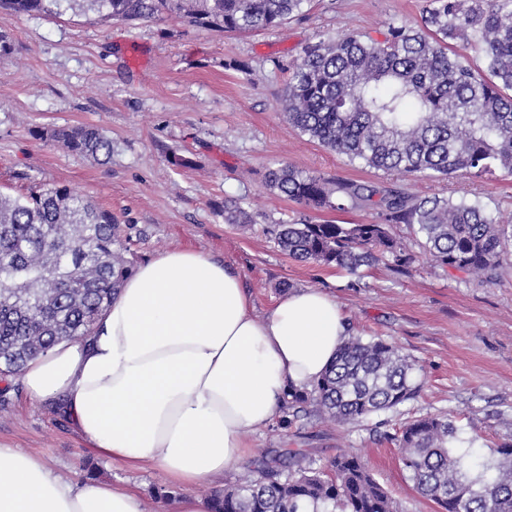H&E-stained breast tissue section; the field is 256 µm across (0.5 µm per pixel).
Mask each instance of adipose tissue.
Here are the masks:
<instances>
[{
  "label": "adipose tissue",
  "mask_w": 512,
  "mask_h": 512,
  "mask_svg": "<svg viewBox=\"0 0 512 512\" xmlns=\"http://www.w3.org/2000/svg\"><path fill=\"white\" fill-rule=\"evenodd\" d=\"M346 334L328 294H288L260 319L230 265L174 248L127 276L91 336L32 358L18 381L31 401L62 404L108 459L162 468L186 490L177 512H207L193 487L223 478L244 435L310 388ZM0 512L146 510L136 492L62 479L0 444Z\"/></svg>",
  "instance_id": "obj_1"
}]
</instances>
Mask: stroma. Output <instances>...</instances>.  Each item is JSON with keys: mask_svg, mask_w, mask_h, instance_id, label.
I'll list each match as a JSON object with an SVG mask.
<instances>
[{"mask_svg": "<svg viewBox=\"0 0 512 512\" xmlns=\"http://www.w3.org/2000/svg\"><path fill=\"white\" fill-rule=\"evenodd\" d=\"M424 0H314L309 14L272 31L225 35L177 15L134 24L0 11V32L15 51L0 61V192L65 186L117 215L138 267L174 247L202 252L236 269L257 318L287 289L314 288L335 298L351 330L398 346L414 364L417 396L397 411L360 424L317 421L288 429L280 421L247 435L248 452L224 473L232 485L252 461L283 448L327 460L362 457L404 512H438L413 488L387 441L398 423L426 413L451 415L457 445L494 457L512 429V276L494 285L432 267L424 256L403 272L391 265L353 275L298 263L261 227L244 232L224 221V199H243L266 223L298 206L270 191L266 169L285 161L307 172L358 183L397 185L426 196L478 199L512 221V176L504 172L410 180L350 164L285 121L280 95L305 44L388 22L418 21ZM248 72H240V65ZM97 125L112 140L103 164L73 156L39 129ZM188 157L191 167L170 163ZM0 408V444L41 456L66 477L97 479L139 493L147 512H177L182 494L155 465L131 468L88 447L51 406L13 386Z\"/></svg>", "mask_w": 512, "mask_h": 512, "instance_id": "35a3bbf8", "label": "stroma"}]
</instances>
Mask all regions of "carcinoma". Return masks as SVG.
<instances>
[{"label": "carcinoma", "instance_id": "obj_1", "mask_svg": "<svg viewBox=\"0 0 512 512\" xmlns=\"http://www.w3.org/2000/svg\"><path fill=\"white\" fill-rule=\"evenodd\" d=\"M313 0H0L16 15L133 23L177 14L189 25L236 33L303 17ZM478 44L484 68L450 51ZM288 125L361 165L410 179H447L496 169L512 173V0H426L420 21L392 22L383 38L351 29L301 48L280 99ZM67 152L108 160L112 141L94 125L39 131ZM266 185L307 213L264 227L296 261L356 274L387 259L409 265L416 246L434 265L501 281L512 268V224L479 200L420 196L314 175L288 162ZM372 209L368 224L318 221L325 211ZM224 222L250 231L260 215L224 199ZM404 224L407 240L396 232ZM119 219L66 186L0 193V377L21 373L55 344L91 335L130 266ZM413 363L378 337L346 336L310 389L285 403L290 428L324 418L360 423L414 398ZM446 414L405 421L390 440L413 487L442 512H512V435L498 457L453 446ZM208 503L210 512H400L361 457L318 463L287 449Z\"/></svg>", "mask_w": 512, "mask_h": 512}]
</instances>
